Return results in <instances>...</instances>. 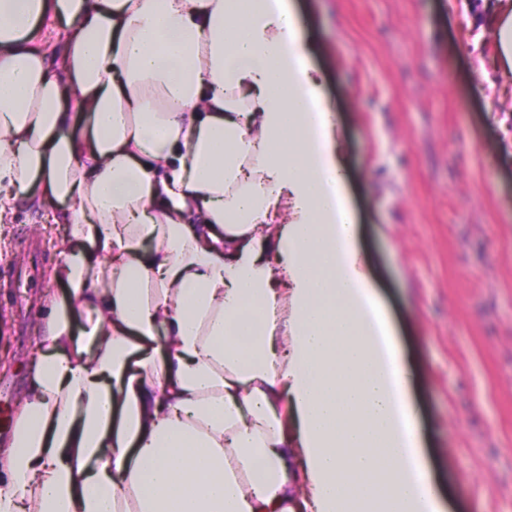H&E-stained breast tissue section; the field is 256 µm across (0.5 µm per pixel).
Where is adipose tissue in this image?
<instances>
[{"label": "adipose tissue", "mask_w": 512, "mask_h": 512, "mask_svg": "<svg viewBox=\"0 0 512 512\" xmlns=\"http://www.w3.org/2000/svg\"><path fill=\"white\" fill-rule=\"evenodd\" d=\"M324 81L294 0H0V223L64 227L0 512H447Z\"/></svg>", "instance_id": "ef3b65f1"}]
</instances>
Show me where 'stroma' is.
Listing matches in <instances>:
<instances>
[{
  "instance_id": "obj_1",
  "label": "stroma",
  "mask_w": 512,
  "mask_h": 512,
  "mask_svg": "<svg viewBox=\"0 0 512 512\" xmlns=\"http://www.w3.org/2000/svg\"><path fill=\"white\" fill-rule=\"evenodd\" d=\"M340 113L362 243L452 512H512V82L484 0H296ZM62 231L0 234V439L43 334Z\"/></svg>"
}]
</instances>
